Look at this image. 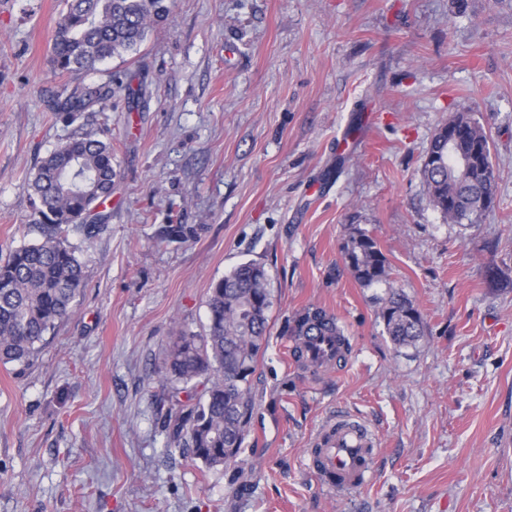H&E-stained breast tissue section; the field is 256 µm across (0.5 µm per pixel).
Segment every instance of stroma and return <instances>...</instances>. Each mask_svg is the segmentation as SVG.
<instances>
[{
	"label": "stroma",
	"instance_id": "35a3bbf8",
	"mask_svg": "<svg viewBox=\"0 0 512 512\" xmlns=\"http://www.w3.org/2000/svg\"><path fill=\"white\" fill-rule=\"evenodd\" d=\"M61 0H0V262L39 241L28 181L67 138H111L118 172L71 315L29 366L0 363V512H512V0H174L139 51L101 63L112 101L74 123L47 102ZM143 96L129 103L125 85ZM469 113L490 137L494 207L448 223L421 167ZM376 238L389 285L342 246ZM268 274L269 331L238 456L170 443L167 345L202 332L212 281ZM418 305L396 347L380 300ZM331 312L351 344L319 374L294 320ZM343 411L376 435L371 482L321 488L312 433ZM343 259L355 280L370 288L389 284L390 268L375 238L361 228H352L342 247ZM381 299L380 317L386 333L396 346L415 344L424 335V325L418 306L405 293L389 288Z\"/></svg>",
	"mask_w": 512,
	"mask_h": 512
}]
</instances>
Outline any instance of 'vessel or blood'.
Returning a JSON list of instances; mask_svg holds the SVG:
<instances>
[{"mask_svg":"<svg viewBox=\"0 0 512 512\" xmlns=\"http://www.w3.org/2000/svg\"><path fill=\"white\" fill-rule=\"evenodd\" d=\"M350 355L347 336L314 327L295 353L298 363L316 374L348 362ZM377 453L378 441L364 423L333 414L310 439L307 467L323 488L354 491L368 483Z\"/></svg>","mask_w":512,"mask_h":512,"instance_id":"1","label":"vessel or blood"}]
</instances>
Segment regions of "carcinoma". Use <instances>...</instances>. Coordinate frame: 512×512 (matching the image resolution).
<instances>
[{
  "mask_svg": "<svg viewBox=\"0 0 512 512\" xmlns=\"http://www.w3.org/2000/svg\"><path fill=\"white\" fill-rule=\"evenodd\" d=\"M53 30L51 63L60 74L86 77L115 56L138 51L150 27L171 13V0H63ZM112 99V83H85L53 97V112L66 123ZM471 160L464 170L448 157ZM112 140L85 133L67 140L41 159L32 179V223L42 239L10 250L0 264V362L28 365L46 336L72 312L83 285V264L67 243L64 227L86 238L99 224L88 218L112 194L117 172ZM421 174L432 207L454 224H473L494 203L497 182L488 135L467 112H458L438 128ZM355 280L370 288L389 283L390 268L375 238L354 228L342 247ZM271 306L264 266L242 262L209 288L204 334L184 332L166 349L165 378L172 407L165 416L172 443L187 449L207 467L237 456L251 406L255 361L266 341ZM380 317L396 346L415 344L424 335L418 306L405 293L390 290L381 299ZM324 321L323 310L301 316L298 335ZM186 394V401L179 394Z\"/></svg>",
  "mask_w": 512,
  "mask_h": 512,
  "instance_id": "1",
  "label": "carcinoma"
}]
</instances>
